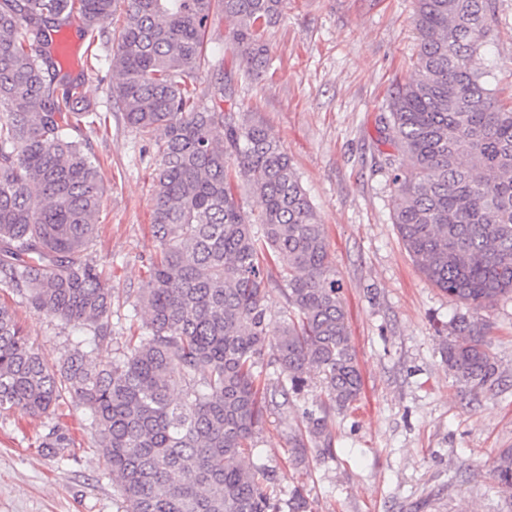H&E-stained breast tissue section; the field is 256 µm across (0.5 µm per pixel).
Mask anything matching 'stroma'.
<instances>
[{
    "instance_id": "obj_1",
    "label": "stroma",
    "mask_w": 512,
    "mask_h": 512,
    "mask_svg": "<svg viewBox=\"0 0 512 512\" xmlns=\"http://www.w3.org/2000/svg\"><path fill=\"white\" fill-rule=\"evenodd\" d=\"M495 36L480 63L492 73L499 99L512 101V0H493ZM414 0H288L266 34L272 66L260 79L224 48L229 24L213 17L207 54L221 67L227 96L248 106L291 157L324 224L342 280L347 323L360 369L361 397L331 414L336 454L288 459L304 413L323 396L312 376L299 396L269 393L258 451L275 472L278 497L305 486L310 512H512L491 469L512 448V299L482 310L496 367L491 387L474 392L449 371L436 326L464 307L430 284L404 248L392 220L393 192L384 164L392 153L380 118L397 84L413 71L417 39ZM122 24L114 15L96 45L75 28L64 35L63 64L81 78L89 108L110 116L90 134L104 171L105 194L91 257L111 274L112 336L124 342L136 290L155 251L151 232L156 152L123 119L112 94L117 76L112 44ZM0 304L24 323L46 362L58 363L85 331L36 315L0 286ZM89 411L66 418L74 447L35 444L40 422L0 413V512H123L105 459L85 427Z\"/></svg>"
}]
</instances>
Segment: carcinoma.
Wrapping results in <instances>:
<instances>
[{
    "mask_svg": "<svg viewBox=\"0 0 512 512\" xmlns=\"http://www.w3.org/2000/svg\"><path fill=\"white\" fill-rule=\"evenodd\" d=\"M115 0H0V285L38 315L112 341V286L87 257L103 205L100 165L84 107L51 33L79 19L89 43ZM286 0H127L112 47V97L127 125L156 146L151 230L157 242L136 295L142 334L108 364L74 348L46 364L14 313L0 306V412L50 419L39 447L70 448L67 410L85 406L95 446L125 512H308L306 490L267 493L259 462L267 414L264 369L283 396L320 375L324 398L306 411L289 461L332 456V412L348 409L362 378L327 232L292 159L251 112L224 111V82L199 89L211 67V18L230 23L225 46L246 74L270 66L265 36ZM492 0H415L418 53L381 117L393 224L419 271L468 306L448 322L442 353L478 391L495 375L478 311L512 296V105L498 101L477 61L495 31ZM244 182L257 218L236 194ZM279 262L282 321L267 315ZM493 476L512 492V448Z\"/></svg>",
    "mask_w": 512,
    "mask_h": 512,
    "instance_id": "1",
    "label": "carcinoma"
}]
</instances>
